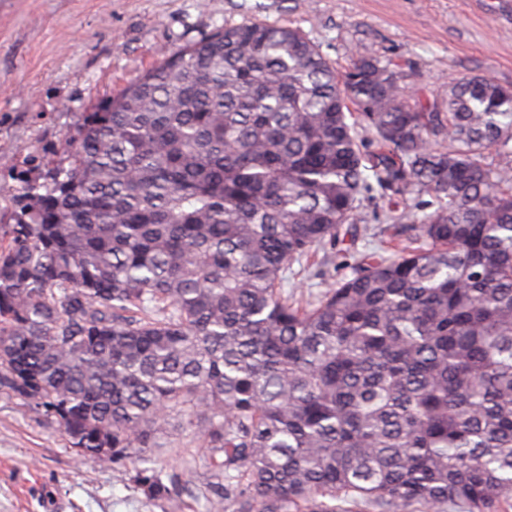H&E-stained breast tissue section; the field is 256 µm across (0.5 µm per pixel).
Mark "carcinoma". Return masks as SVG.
I'll use <instances>...</instances> for the list:
<instances>
[{"label":"carcinoma","mask_w":512,"mask_h":512,"mask_svg":"<svg viewBox=\"0 0 512 512\" xmlns=\"http://www.w3.org/2000/svg\"><path fill=\"white\" fill-rule=\"evenodd\" d=\"M406 77L340 72L301 29L248 21L83 113L68 163L0 225V389L179 510L152 466L169 430L208 449V512H496L512 89L456 78L412 101ZM376 187L431 212L319 297L286 292L290 265L360 235Z\"/></svg>","instance_id":"carcinoma-1"}]
</instances>
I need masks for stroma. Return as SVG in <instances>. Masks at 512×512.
<instances>
[{"instance_id": "stroma-1", "label": "stroma", "mask_w": 512, "mask_h": 512, "mask_svg": "<svg viewBox=\"0 0 512 512\" xmlns=\"http://www.w3.org/2000/svg\"><path fill=\"white\" fill-rule=\"evenodd\" d=\"M246 21L300 28L339 69L354 57L392 59L424 101L462 76L512 87V0H0V210L64 159L82 113L165 53ZM378 243L345 242L324 276L289 275V289L320 293ZM160 442L158 465L208 512L206 449ZM133 475L130 463L79 456L57 424L0 392V512H172Z\"/></svg>"}]
</instances>
